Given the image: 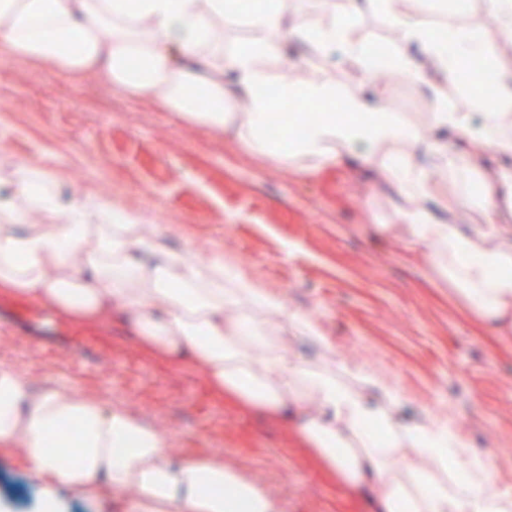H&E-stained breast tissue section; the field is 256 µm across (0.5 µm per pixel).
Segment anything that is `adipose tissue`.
<instances>
[{
  "label": "adipose tissue",
  "mask_w": 512,
  "mask_h": 512,
  "mask_svg": "<svg viewBox=\"0 0 512 512\" xmlns=\"http://www.w3.org/2000/svg\"><path fill=\"white\" fill-rule=\"evenodd\" d=\"M408 2L384 0L403 46L387 61L424 83L433 104L427 127L401 124L374 94L337 99L334 84L319 78L301 90L281 82L278 93L340 102L342 115L326 112L300 132L268 136L272 98L261 62L285 56L291 42L319 52L339 47L343 62L371 80L379 57L358 35L360 0L319 29L285 0H264L250 17L248 44L230 53L224 26L235 21L239 0H0V39L14 57L76 77L101 74L127 96L233 132L253 155L296 165L303 176L321 175L355 143L370 144L369 162L407 202L401 216L418 245L412 260L429 262L476 318L512 342V237L497 221L501 202H512V168L478 165L489 147L507 149L512 140L493 125L477 129L470 113L450 109L441 88L426 80L430 69L464 79L466 63L483 55L482 38L455 25L434 30ZM195 87L204 89L205 104L191 97ZM437 171L462 185L463 207L483 216L477 227L445 222L426 207ZM12 192L27 205L0 203V291L80 321L122 311L143 345L203 367L217 393L272 418L291 414L298 440L347 487L369 489L375 512H512V495L494 489L488 462L469 441L429 418H392L402 398L396 386L349 366L342 382L335 370L290 356L289 329L322 351L330 344L283 296L223 259L166 252L159 230L115 198L52 199L46 180L24 165ZM44 208L51 223H29V210ZM70 421L82 429L78 462L61 469L49 432ZM171 444L140 415L104 408L71 387L35 390L0 366V452L22 451L33 475L75 492L132 491L133 512H280L223 459L176 458Z\"/></svg>",
  "instance_id": "1"
}]
</instances>
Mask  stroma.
Segmentation results:
<instances>
[{
    "label": "stroma",
    "mask_w": 512,
    "mask_h": 512,
    "mask_svg": "<svg viewBox=\"0 0 512 512\" xmlns=\"http://www.w3.org/2000/svg\"><path fill=\"white\" fill-rule=\"evenodd\" d=\"M484 0H462L449 24L479 32L488 58L512 63L503 27H488ZM264 66L272 80L330 78L352 95L339 55L297 46ZM378 86L399 119L429 124L425 90L394 70ZM360 143L317 177L261 161L229 134L182 120L100 75L73 79L9 58L0 41V188L17 162L61 178L71 195L117 197L161 225L169 247L234 262L309 314L338 361L394 382L405 421L430 414L489 459L495 488L512 494V345L479 326L447 278L409 265L402 198L364 164ZM0 366L35 388L72 386L144 415L172 435L175 455L222 458L283 512H373L370 498L329 477L294 436L290 419L225 401L201 368L144 347L123 314L97 322L0 293ZM132 496L78 493L34 477L20 452L0 455V512H130Z\"/></svg>",
    "instance_id": "stroma-1"
}]
</instances>
